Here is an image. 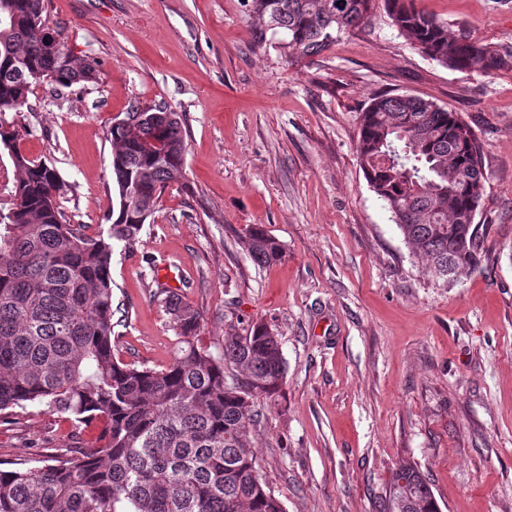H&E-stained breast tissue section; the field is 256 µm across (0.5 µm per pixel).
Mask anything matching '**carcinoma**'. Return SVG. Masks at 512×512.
Segmentation results:
<instances>
[{"label":"carcinoma","instance_id":"obj_1","mask_svg":"<svg viewBox=\"0 0 512 512\" xmlns=\"http://www.w3.org/2000/svg\"><path fill=\"white\" fill-rule=\"evenodd\" d=\"M260 30L282 31L286 47L316 57L340 33L368 23L376 0H247ZM393 25L419 50L455 70H512V50L476 42L416 8L384 0ZM45 0H0V112L29 104L34 72L61 87L94 82L98 64L77 60L44 18ZM40 19L32 25V17ZM22 125L0 122L14 179L0 207V422L36 406L71 422V443L39 459L0 467V512H285L263 482L249 425L260 404L276 403L286 361L263 323L228 332L214 353L201 313L160 289L178 349L160 369L125 362L112 336L114 247L132 244L165 188L185 180L183 115L133 105L112 125V179L118 207L104 232L90 235L59 204L67 184L56 169L22 153ZM148 140L165 151L144 149ZM357 151L376 195L391 210L412 253L445 282L471 273L484 253L474 224L485 175L471 128L436 102L379 93L360 113ZM254 264L285 258L264 230L246 236ZM99 421L96 443L81 432ZM407 501L435 512L424 474L400 463L380 512Z\"/></svg>","mask_w":512,"mask_h":512}]
</instances>
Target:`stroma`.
I'll return each instance as SVG.
<instances>
[{"label": "stroma", "mask_w": 512, "mask_h": 512, "mask_svg": "<svg viewBox=\"0 0 512 512\" xmlns=\"http://www.w3.org/2000/svg\"><path fill=\"white\" fill-rule=\"evenodd\" d=\"M48 24L95 82L37 86L19 146L69 184L60 206L93 234L116 204L108 130L131 104L183 113L186 181L169 186L137 240L112 256L113 343L167 366L177 337L158 286L198 309L204 341L268 325L287 362L280 404L250 431L285 512H378L396 465L414 462L440 512H512V70L466 72L415 47L377 9L320 55L256 35L247 0H46ZM451 30L512 48V0H418ZM457 112L479 139L475 216L485 255L443 283L413 255L367 182L358 117L381 92ZM254 226L283 244L264 267ZM30 407L0 424V461L68 442ZM244 245L250 259L257 266L281 261L286 256L283 245L260 228L248 233Z\"/></svg>", "instance_id": "obj_1"}]
</instances>
